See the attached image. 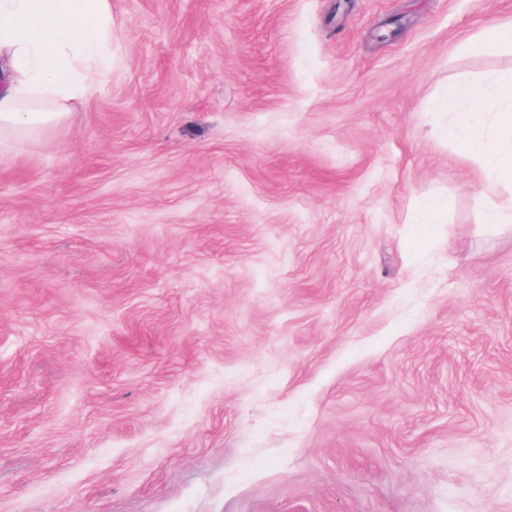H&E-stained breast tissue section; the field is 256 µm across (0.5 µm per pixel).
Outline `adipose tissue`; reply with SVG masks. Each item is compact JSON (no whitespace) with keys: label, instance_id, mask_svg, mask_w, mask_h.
Returning a JSON list of instances; mask_svg holds the SVG:
<instances>
[{"label":"adipose tissue","instance_id":"adipose-tissue-1","mask_svg":"<svg viewBox=\"0 0 512 512\" xmlns=\"http://www.w3.org/2000/svg\"><path fill=\"white\" fill-rule=\"evenodd\" d=\"M112 62V0H0V141L64 123ZM442 134L488 170V224L512 223V75L475 81L441 102Z\"/></svg>","mask_w":512,"mask_h":512}]
</instances>
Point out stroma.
I'll list each match as a JSON object with an SVG mask.
<instances>
[{
  "label": "stroma",
  "instance_id": "obj_1",
  "mask_svg": "<svg viewBox=\"0 0 512 512\" xmlns=\"http://www.w3.org/2000/svg\"><path fill=\"white\" fill-rule=\"evenodd\" d=\"M493 20L112 0L111 74L0 146V512H512V223L437 134Z\"/></svg>",
  "mask_w": 512,
  "mask_h": 512
}]
</instances>
